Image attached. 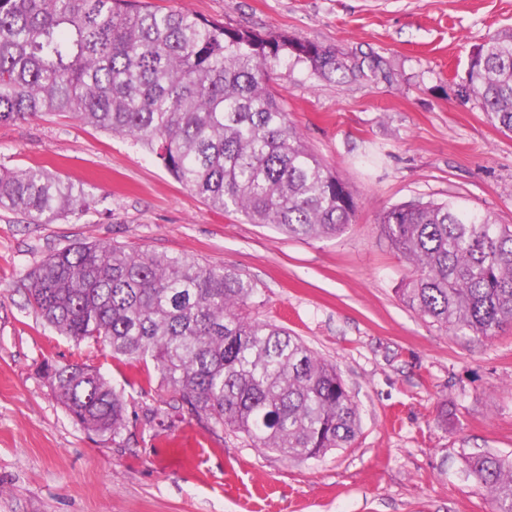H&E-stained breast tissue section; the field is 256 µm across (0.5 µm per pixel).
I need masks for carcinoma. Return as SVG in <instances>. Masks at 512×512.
Wrapping results in <instances>:
<instances>
[{"mask_svg":"<svg viewBox=\"0 0 512 512\" xmlns=\"http://www.w3.org/2000/svg\"><path fill=\"white\" fill-rule=\"evenodd\" d=\"M284 56L325 80L383 71L376 57L347 60L141 0H0V124L66 114L134 140L214 208L290 238L331 236L351 223L356 202L267 85ZM462 93L512 134V33L476 48ZM90 203L84 184L42 166L0 169V211L32 224ZM380 224L413 265L407 306L456 335L489 338L512 323V228L431 201L395 205ZM26 278L44 324L113 359L152 361L214 433L301 461L348 448L358 434L359 410L336 368L287 329L253 320L257 287L233 269L79 242ZM45 374L83 428L114 437L126 429L123 395L98 369L74 361ZM464 463L496 512H512V460L486 452Z\"/></svg>","mask_w":512,"mask_h":512,"instance_id":"obj_1","label":"carcinoma"}]
</instances>
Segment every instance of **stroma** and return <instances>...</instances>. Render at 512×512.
Segmentation results:
<instances>
[{"label":"stroma","mask_w":512,"mask_h":512,"mask_svg":"<svg viewBox=\"0 0 512 512\" xmlns=\"http://www.w3.org/2000/svg\"><path fill=\"white\" fill-rule=\"evenodd\" d=\"M231 28L382 58L360 83L295 58L269 85L357 210L340 234L292 239L210 207L140 145L58 115L0 124V165L85 181L90 208L52 224L0 213V512H494L463 458L512 457V325L456 336L400 299L412 275L379 222L450 202L512 226V135L460 96L473 50L512 32V0H150ZM76 242L119 243L253 280V319L334 364L360 413L351 447L293 461L191 416L153 366L45 326L26 275ZM78 360L121 391V435L76 424L44 374Z\"/></svg>","instance_id":"stroma-1"}]
</instances>
